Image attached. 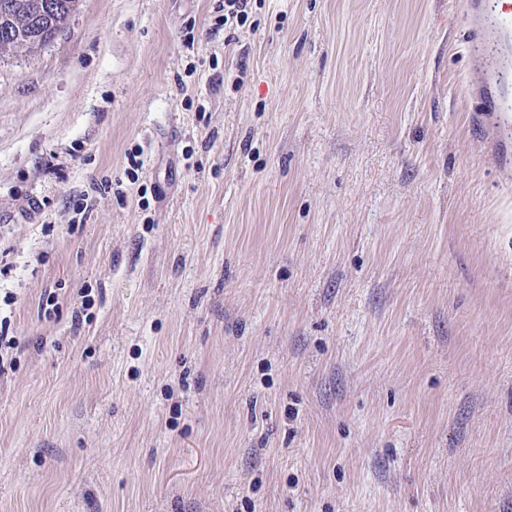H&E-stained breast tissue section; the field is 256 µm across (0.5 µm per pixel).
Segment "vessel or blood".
I'll list each match as a JSON object with an SVG mask.
<instances>
[{
	"label": "vessel or blood",
	"instance_id": "vessel-or-blood-1",
	"mask_svg": "<svg viewBox=\"0 0 512 512\" xmlns=\"http://www.w3.org/2000/svg\"><path fill=\"white\" fill-rule=\"evenodd\" d=\"M465 53L470 68L463 85L470 124L483 138L502 183L512 182V0H463Z\"/></svg>",
	"mask_w": 512,
	"mask_h": 512
}]
</instances>
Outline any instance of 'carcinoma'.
<instances>
[{
  "label": "carcinoma",
  "instance_id": "1",
  "mask_svg": "<svg viewBox=\"0 0 512 512\" xmlns=\"http://www.w3.org/2000/svg\"><path fill=\"white\" fill-rule=\"evenodd\" d=\"M9 9L0 10V55L22 50L30 55L66 29L79 0H55L54 10H40L41 0H10Z\"/></svg>",
  "mask_w": 512,
  "mask_h": 512
}]
</instances>
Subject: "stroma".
Listing matches in <instances>:
<instances>
[{"label": "stroma", "instance_id": "stroma-1", "mask_svg": "<svg viewBox=\"0 0 512 512\" xmlns=\"http://www.w3.org/2000/svg\"><path fill=\"white\" fill-rule=\"evenodd\" d=\"M223 3L0 56V512H512L462 0ZM251 0H224V14L220 18L221 25L226 28L242 26L249 18L248 6Z\"/></svg>", "mask_w": 512, "mask_h": 512}]
</instances>
